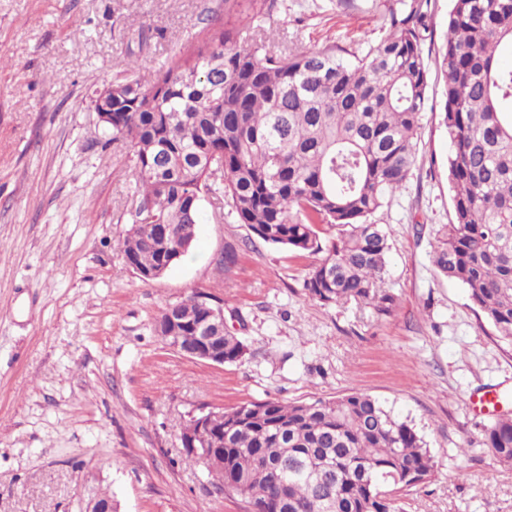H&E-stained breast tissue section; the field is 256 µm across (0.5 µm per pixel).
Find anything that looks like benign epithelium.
<instances>
[{"label":"benign epithelium","mask_w":512,"mask_h":512,"mask_svg":"<svg viewBox=\"0 0 512 512\" xmlns=\"http://www.w3.org/2000/svg\"><path fill=\"white\" fill-rule=\"evenodd\" d=\"M95 111L102 125L112 129V88L99 93L95 100ZM185 325V319L180 314L167 311L160 315L155 324V331L162 340L173 350L191 358L207 362L214 366L224 365V306L215 302V307L201 306V314L196 324V337L194 345L182 349L177 345L181 341L179 333ZM216 408H202L197 414H191L194 421L192 430L180 436L182 448L190 451L206 461L215 447L210 445L213 439ZM80 512H112V500H103L93 496L82 502Z\"/></svg>","instance_id":"7a95c632"}]
</instances>
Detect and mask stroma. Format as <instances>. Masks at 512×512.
I'll use <instances>...</instances> for the list:
<instances>
[{"label": "stroma", "mask_w": 512, "mask_h": 512, "mask_svg": "<svg viewBox=\"0 0 512 512\" xmlns=\"http://www.w3.org/2000/svg\"><path fill=\"white\" fill-rule=\"evenodd\" d=\"M400 0H0V512H79L111 496L118 512H246L216 492L179 436L191 412L247 402L376 398L423 436L430 482L404 512H512V466L483 441L496 414L473 394L512 388V344L435 271L430 244L451 218L439 49L449 0H431L423 46L432 89L417 163L374 220L391 252L374 305H325L303 286L310 257L260 240L204 195L197 241L142 282L119 250L135 206L129 146L106 134L98 94L167 65L213 23L273 33L283 51L367 47ZM236 248L231 270L218 264ZM203 291L248 351L213 366L155 331L169 305Z\"/></svg>", "instance_id": "obj_1"}]
</instances>
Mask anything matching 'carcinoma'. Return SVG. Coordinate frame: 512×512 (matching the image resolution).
I'll return each mask as SVG.
<instances>
[{"instance_id":"carcinoma-1","label":"carcinoma","mask_w":512,"mask_h":512,"mask_svg":"<svg viewBox=\"0 0 512 512\" xmlns=\"http://www.w3.org/2000/svg\"><path fill=\"white\" fill-rule=\"evenodd\" d=\"M428 0L390 10V32L364 51L329 46L277 54L271 39L238 41L220 25L188 41L143 83L142 61L112 84V139L130 146L137 202L123 258L156 268L192 244L151 224H197L202 192L227 201L262 241L318 256L303 288L324 304L377 303L390 251L370 218L411 175L429 71ZM441 124L448 133L452 216L432 245L436 272L512 342V0H451L440 48ZM224 333V362L245 356ZM233 424L211 483L269 512H400L399 493L432 479L433 457L411 424L366 394L334 401L249 402ZM512 466V417L484 430ZM288 475L276 506L265 464Z\"/></svg>"}]
</instances>
